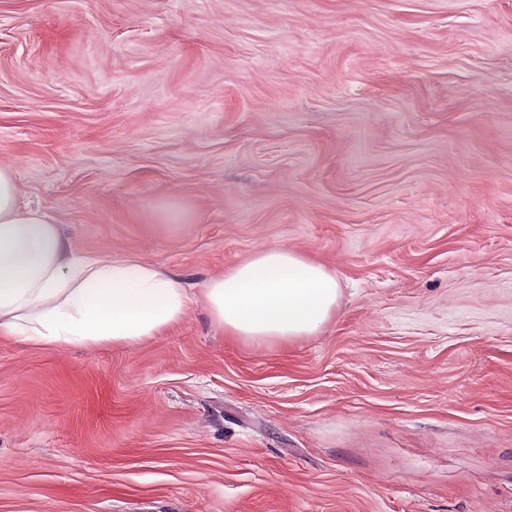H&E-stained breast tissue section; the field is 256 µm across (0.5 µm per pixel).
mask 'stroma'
Listing matches in <instances>:
<instances>
[{"label": "stroma", "mask_w": 512, "mask_h": 512, "mask_svg": "<svg viewBox=\"0 0 512 512\" xmlns=\"http://www.w3.org/2000/svg\"><path fill=\"white\" fill-rule=\"evenodd\" d=\"M0 165L192 290L335 274L283 343L0 339V512H512V0H0Z\"/></svg>", "instance_id": "1"}]
</instances>
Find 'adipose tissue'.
Returning a JSON list of instances; mask_svg holds the SVG:
<instances>
[{
    "label": "adipose tissue",
    "instance_id": "obj_1",
    "mask_svg": "<svg viewBox=\"0 0 512 512\" xmlns=\"http://www.w3.org/2000/svg\"><path fill=\"white\" fill-rule=\"evenodd\" d=\"M340 293L333 273L285 246L257 250L203 286L225 332L286 342L318 335ZM192 297L181 279L130 255H81L55 217L22 204L0 166V338L57 349L135 346L181 322Z\"/></svg>",
    "mask_w": 512,
    "mask_h": 512
}]
</instances>
